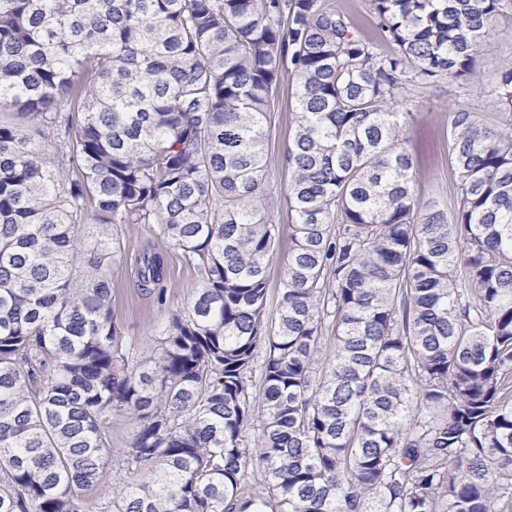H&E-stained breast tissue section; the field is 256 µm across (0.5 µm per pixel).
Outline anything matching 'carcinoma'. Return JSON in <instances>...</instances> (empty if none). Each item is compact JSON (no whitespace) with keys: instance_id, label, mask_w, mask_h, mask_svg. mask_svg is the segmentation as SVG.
<instances>
[{"instance_id":"cac0c4a2","label":"carcinoma","mask_w":512,"mask_h":512,"mask_svg":"<svg viewBox=\"0 0 512 512\" xmlns=\"http://www.w3.org/2000/svg\"><path fill=\"white\" fill-rule=\"evenodd\" d=\"M370 2L391 52L323 0H0V512H89L109 466L100 512H512V135L454 112L456 207H419L395 110L512 0ZM128 224L202 282L151 367L112 311ZM130 262L163 299V255ZM296 77L288 72L275 90L267 124L265 159L271 191L278 197L274 221L280 224L281 235L277 257L271 262L269 274L268 312L272 316L279 304V288L282 275L281 259L288 253L290 244L289 224H293V212L288 203L290 173L285 162V151L292 141L297 111L295 104ZM135 425L123 415L112 417V448H126L135 434Z\"/></svg>"}]
</instances>
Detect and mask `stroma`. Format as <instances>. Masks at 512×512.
<instances>
[{
  "label": "stroma",
  "instance_id": "stroma-1",
  "mask_svg": "<svg viewBox=\"0 0 512 512\" xmlns=\"http://www.w3.org/2000/svg\"><path fill=\"white\" fill-rule=\"evenodd\" d=\"M512 67V18L493 22L492 32L479 46L476 74L466 80L441 82L437 87L413 90L402 109L407 118V147L415 162L414 192L418 204L436 199L451 207L457 201L458 178L450 149L451 114L458 108L476 112L479 119L498 130H512V106L498 94L499 74ZM296 78L285 75L275 90L267 124L265 159L271 191L278 198L274 220L281 229L279 257L269 266L268 310L276 312L282 275L281 256L290 244V226L294 221L288 203L290 173L285 151L292 141L297 113ZM121 246L133 253L151 249L163 254L167 280L163 298L139 293L132 283L129 267H114L112 275V310L125 330L127 341L137 356L153 361L159 329L172 313L186 311L200 286L194 269L180 251L158 237L147 224H132L121 234Z\"/></svg>",
  "mask_w": 512,
  "mask_h": 512
}]
</instances>
